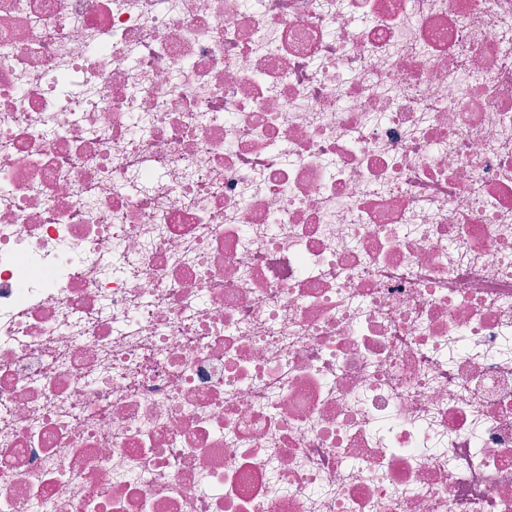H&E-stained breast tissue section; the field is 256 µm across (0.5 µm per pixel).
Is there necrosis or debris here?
<instances>
[{"mask_svg":"<svg viewBox=\"0 0 512 512\" xmlns=\"http://www.w3.org/2000/svg\"><path fill=\"white\" fill-rule=\"evenodd\" d=\"M512 512V0H0V512Z\"/></svg>","mask_w":512,"mask_h":512,"instance_id":"necrosis-or-debris-1","label":"necrosis or debris"}]
</instances>
